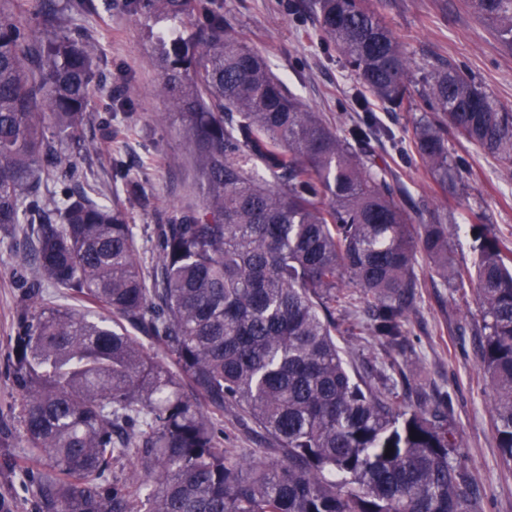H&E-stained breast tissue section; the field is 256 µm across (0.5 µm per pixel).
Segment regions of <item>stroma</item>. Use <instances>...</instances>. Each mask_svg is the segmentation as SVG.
I'll use <instances>...</instances> for the list:
<instances>
[{
  "instance_id": "obj_1",
  "label": "stroma",
  "mask_w": 512,
  "mask_h": 512,
  "mask_svg": "<svg viewBox=\"0 0 512 512\" xmlns=\"http://www.w3.org/2000/svg\"><path fill=\"white\" fill-rule=\"evenodd\" d=\"M73 24L89 30L112 62V93L131 100V118L112 121L111 154L92 152L80 165L89 183L105 199H113L110 155L116 154L144 171L149 206L130 211L137 244L145 262L155 257L150 234L161 217L200 208V173L185 144L180 116L160 94L161 75L152 64V43L144 19L112 0L111 9L83 11L78 0H60ZM225 20L268 60L274 75L304 107L328 124L359 121L358 78L344 65L333 43L321 37L312 0H215ZM372 7L400 36L416 66L439 61L472 75L497 107L512 111V50L497 39L492 25L480 18L468 0H370ZM373 158L389 168L386 180L405 210H433L446 199L460 229L450 239V257L473 259L470 227L488 225L512 247V164L449 137L452 156L466 167L456 189L441 191L433 177L399 154L391 143L373 142ZM26 255L22 241L0 237V426L10 432L0 447V512H37L31 488L12 468L24 455L19 436L21 391L15 381L12 347L23 290L16 276ZM423 282L417 308L409 316V346L391 360L373 336H342L338 343L353 369L381 392L409 384L428 397L449 394L448 423L461 440L465 466L483 499V512H512V464L495 440L490 413V387L478 360L474 321L478 307L473 291L457 292L419 258ZM224 445L236 456L269 460L265 441L254 425L233 416L223 422Z\"/></svg>"
}]
</instances>
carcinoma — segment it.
I'll return each instance as SVG.
<instances>
[{
  "instance_id": "carcinoma-1",
  "label": "carcinoma",
  "mask_w": 512,
  "mask_h": 512,
  "mask_svg": "<svg viewBox=\"0 0 512 512\" xmlns=\"http://www.w3.org/2000/svg\"><path fill=\"white\" fill-rule=\"evenodd\" d=\"M153 23L160 93L181 116L202 174L200 209L154 227L145 269L127 210L93 198L77 158L112 154L79 131L128 113L102 48L52 0H0V232L29 245L13 362L23 469L39 512H481L451 453L449 398L427 408L352 376L337 336L404 353L426 257L472 289L478 356L497 447L512 460V249L471 225L472 265L449 257L448 212L415 223L393 198L371 142L401 139L371 110L418 82L427 109L407 130L442 188L465 166L448 131L512 161V112L444 62L416 78L367 0H318L322 37L366 92L341 132L307 111L203 0H124ZM512 49V0H470ZM176 21L171 37L154 26ZM115 189L147 204L116 161ZM55 288L72 303L44 299ZM365 304V319L336 315ZM163 349L173 366L131 335ZM250 418L277 459L233 457L216 418ZM132 463L142 481L114 469Z\"/></svg>"
}]
</instances>
